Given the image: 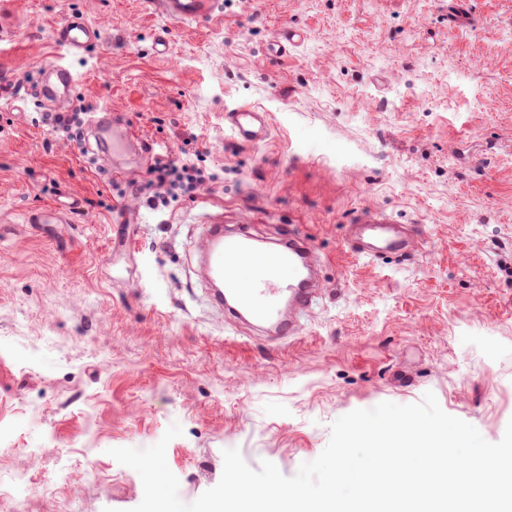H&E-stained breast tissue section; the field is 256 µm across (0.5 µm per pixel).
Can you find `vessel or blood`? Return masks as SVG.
Returning <instances> with one entry per match:
<instances>
[{"label": "vessel or blood", "mask_w": 512, "mask_h": 512, "mask_svg": "<svg viewBox=\"0 0 512 512\" xmlns=\"http://www.w3.org/2000/svg\"><path fill=\"white\" fill-rule=\"evenodd\" d=\"M154 9L173 22H202L211 15V0H151ZM99 26L83 18L69 16L55 27V41L70 55H79L98 43ZM299 30L283 27L270 50L273 57L287 54L300 41ZM76 77L69 67L48 64L40 94L44 101L66 104L72 96ZM99 151L111 158L114 168L125 166L127 157L144 158L162 149L163 144L142 136L134 124L121 115L104 110L91 122ZM224 128L231 139L244 147L264 143L270 136L267 112L244 103L225 112ZM205 234L198 250V275L208 286V303L224 311L233 321L280 339L298 336L301 320L321 299L314 260L316 247L311 238L297 232L285 235L277 252V268H256L260 252L247 230L228 233L224 216L206 211ZM417 229L405 227L383 214L369 212L350 224L343 246L349 252L377 261L388 256L409 254Z\"/></svg>", "instance_id": "1"}]
</instances>
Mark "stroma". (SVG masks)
Here are the masks:
<instances>
[{
	"label": "stroma",
	"mask_w": 512,
	"mask_h": 512,
	"mask_svg": "<svg viewBox=\"0 0 512 512\" xmlns=\"http://www.w3.org/2000/svg\"><path fill=\"white\" fill-rule=\"evenodd\" d=\"M213 0L176 23L148 0H0V512H129L138 473L109 454L167 446L179 496L219 482L223 452L294 476L331 425L388 401L440 407L500 441L512 421V0ZM101 42L57 47L65 17ZM303 41L268 59L278 30ZM167 38L156 53L154 38ZM61 60L75 98L126 113L175 160L201 154L224 227L275 242L296 229L321 258L323 299L301 338L228 324L193 273V195L157 211L148 164L117 176L88 125L57 143L42 75ZM268 112L233 143L224 112ZM57 208L53 224H31ZM124 222H116L117 209ZM376 208L421 226L376 262L342 246ZM224 128L234 142L244 147H252L269 138L270 117L268 112L244 103L224 113Z\"/></svg>",
	"instance_id": "35a3bbf8"
}]
</instances>
